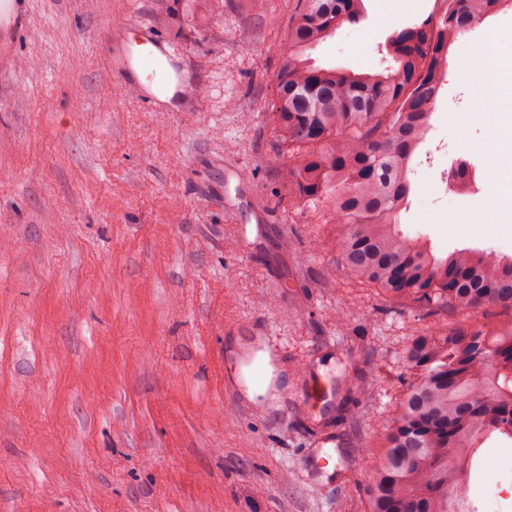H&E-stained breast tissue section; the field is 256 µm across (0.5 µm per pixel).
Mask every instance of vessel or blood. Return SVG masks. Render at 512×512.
<instances>
[{
	"label": "vessel or blood",
	"instance_id": "obj_1",
	"mask_svg": "<svg viewBox=\"0 0 512 512\" xmlns=\"http://www.w3.org/2000/svg\"><path fill=\"white\" fill-rule=\"evenodd\" d=\"M23 11V0H0V31L15 29ZM172 60L173 54L167 50L163 39L151 35L126 44L114 66L119 75L129 76L134 82L148 84L161 92L186 79L183 69L172 67Z\"/></svg>",
	"mask_w": 512,
	"mask_h": 512
}]
</instances>
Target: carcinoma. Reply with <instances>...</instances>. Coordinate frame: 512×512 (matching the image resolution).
I'll return each instance as SVG.
<instances>
[{
	"mask_svg": "<svg viewBox=\"0 0 512 512\" xmlns=\"http://www.w3.org/2000/svg\"><path fill=\"white\" fill-rule=\"evenodd\" d=\"M438 19L396 30L381 73L315 66L306 52L363 16L361 0H296L268 110L288 163L282 190L300 206L333 202L343 267L390 304L425 317L456 313L410 337L411 379L368 477V512H477L473 462L493 434L512 438V323L473 322L512 311V258L471 250L435 255L404 235L410 162L430 131L452 44L502 0H446Z\"/></svg>",
	"mask_w": 512,
	"mask_h": 512,
	"instance_id": "obj_1",
	"label": "carcinoma"
}]
</instances>
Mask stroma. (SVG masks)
<instances>
[{"mask_svg":"<svg viewBox=\"0 0 512 512\" xmlns=\"http://www.w3.org/2000/svg\"><path fill=\"white\" fill-rule=\"evenodd\" d=\"M294 5L27 0L0 36V512H367L400 355L426 322L344 269L330 202L281 191L267 104ZM433 5L363 0L311 56L371 71ZM129 24L189 71L165 106L112 70ZM479 83L512 112L495 74L449 57L399 223L437 254L512 257V223L476 221L483 168L512 171ZM476 142L466 188L441 183ZM254 348L282 380L271 407L242 387ZM505 455L510 438L482 446L479 512H512Z\"/></svg>","mask_w":512,"mask_h":512,"instance_id":"1","label":"stroma"}]
</instances>
